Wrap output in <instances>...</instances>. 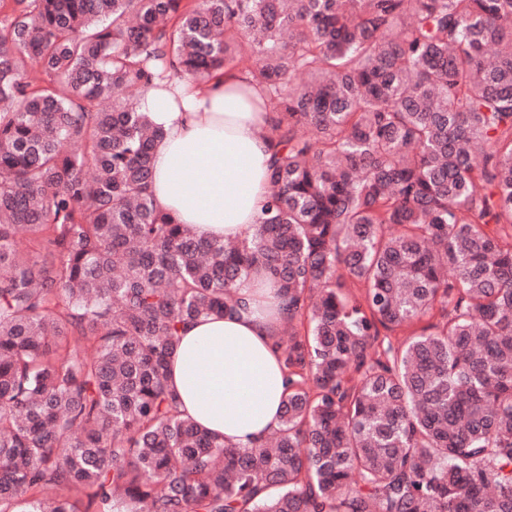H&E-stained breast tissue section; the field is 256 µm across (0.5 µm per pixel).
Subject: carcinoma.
Returning a JSON list of instances; mask_svg holds the SVG:
<instances>
[{"instance_id":"obj_1","label":"carcinoma","mask_w":512,"mask_h":512,"mask_svg":"<svg viewBox=\"0 0 512 512\" xmlns=\"http://www.w3.org/2000/svg\"><path fill=\"white\" fill-rule=\"evenodd\" d=\"M511 19L0 0V512H512ZM230 70L274 152L252 233L218 241L155 205L141 95ZM252 275L287 310L288 395L243 448L167 368Z\"/></svg>"}]
</instances>
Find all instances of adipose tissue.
<instances>
[{
  "instance_id": "ef3b65f1",
  "label": "adipose tissue",
  "mask_w": 512,
  "mask_h": 512,
  "mask_svg": "<svg viewBox=\"0 0 512 512\" xmlns=\"http://www.w3.org/2000/svg\"><path fill=\"white\" fill-rule=\"evenodd\" d=\"M164 136L153 154L157 206L209 239L249 235L269 193L271 147L259 90L225 73L199 90L185 79L156 80L141 102ZM247 308L187 323L169 384L180 409L226 442L253 446L280 425L287 395L272 346L281 323L272 283L242 279Z\"/></svg>"
}]
</instances>
